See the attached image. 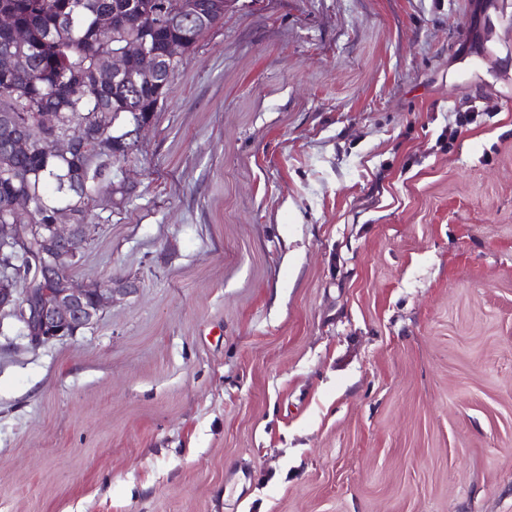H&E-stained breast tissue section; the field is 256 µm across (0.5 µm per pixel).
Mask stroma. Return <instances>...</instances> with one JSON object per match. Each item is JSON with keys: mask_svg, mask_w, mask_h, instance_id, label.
Returning <instances> with one entry per match:
<instances>
[{"mask_svg": "<svg viewBox=\"0 0 512 512\" xmlns=\"http://www.w3.org/2000/svg\"><path fill=\"white\" fill-rule=\"evenodd\" d=\"M122 170L0 512H512V0H227Z\"/></svg>", "mask_w": 512, "mask_h": 512, "instance_id": "35a3bbf8", "label": "stroma"}]
</instances>
